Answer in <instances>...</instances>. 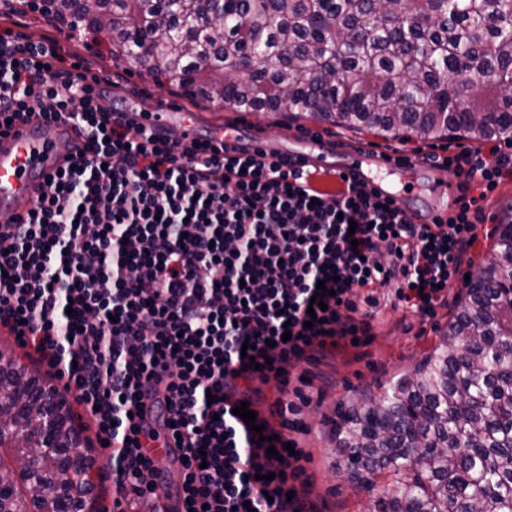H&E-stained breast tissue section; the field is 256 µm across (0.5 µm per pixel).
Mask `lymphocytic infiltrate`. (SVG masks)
<instances>
[{"label": "lymphocytic infiltrate", "instance_id": "1", "mask_svg": "<svg viewBox=\"0 0 512 512\" xmlns=\"http://www.w3.org/2000/svg\"><path fill=\"white\" fill-rule=\"evenodd\" d=\"M109 94L56 37H0V136L65 117L81 140L27 213L0 221V332L73 396L78 430L111 448L117 510L160 495L141 445L160 425L193 512H306L303 450L234 407L308 350L362 340L379 288L434 315L512 154H431L475 194L415 224L351 178L328 191L300 162L155 131ZM314 296L324 308L312 316Z\"/></svg>", "mask_w": 512, "mask_h": 512}]
</instances>
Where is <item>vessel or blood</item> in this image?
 <instances>
[{"instance_id": "obj_1", "label": "vessel or blood", "mask_w": 512, "mask_h": 512, "mask_svg": "<svg viewBox=\"0 0 512 512\" xmlns=\"http://www.w3.org/2000/svg\"><path fill=\"white\" fill-rule=\"evenodd\" d=\"M255 146L270 154L321 167L325 146L318 140L286 137L258 138ZM74 130L68 119L55 123L31 120L20 124L10 136L0 138V219L25 214L33 198L72 152ZM330 172L354 178L376 194L403 202L391 177L398 169L382 153L365 148L337 147Z\"/></svg>"}]
</instances>
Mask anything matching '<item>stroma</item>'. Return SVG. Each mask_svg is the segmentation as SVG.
<instances>
[{"mask_svg": "<svg viewBox=\"0 0 512 512\" xmlns=\"http://www.w3.org/2000/svg\"><path fill=\"white\" fill-rule=\"evenodd\" d=\"M58 39L71 52L89 59L100 78L113 80L110 100L121 107L138 105L142 111L165 104L175 112H189L195 117L199 134H210L214 129L234 126L242 140L264 135L282 134L300 136L312 134L326 145L354 144L406 157H421L430 153H455L477 146L490 148L491 140L461 138L450 142L423 141L417 138L401 141L377 135L352 132L329 122L303 116L290 119L284 112H240L231 109L216 110L204 102H193L180 91L158 86L134 59L113 60L106 44L84 45L78 39L58 32ZM412 185L406 196L412 209L422 215L432 212L437 197L458 199L461 194L459 180L452 173L425 167L411 177ZM512 204V177L505 179L489 194L483 203V217L477 224V239L468 252L469 262L463 265L465 276H477L484 269L485 258L493 243L492 232L502 209ZM457 281L448 293V305L434 316H420L404 307L384 308L372 320L363 344L336 350L324 360L308 356L306 361L290 373V386L301 390L310 398L298 415L299 429L290 431L308 456L305 464L308 476L307 498L318 512H365L371 499L366 489L354 488L346 476L339 472V455L332 436L333 422L339 404L378 393L380 386L409 376L439 343L448 321L460 307L466 283Z\"/></svg>", "mask_w": 512, "mask_h": 512, "instance_id": "35a3bbf8", "label": "stroma"}]
</instances>
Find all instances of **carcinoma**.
Instances as JSON below:
<instances>
[{"label":"carcinoma","mask_w":512,"mask_h":512,"mask_svg":"<svg viewBox=\"0 0 512 512\" xmlns=\"http://www.w3.org/2000/svg\"><path fill=\"white\" fill-rule=\"evenodd\" d=\"M71 32L112 35L109 56L148 45V73L223 108L313 115L352 131L422 140H512V0H50ZM276 51L251 73L240 62ZM512 206L484 273L414 375L340 404V469L375 512H512ZM60 394L0 350V512L27 485L36 512H96L95 458L70 407L52 437L32 413Z\"/></svg>","instance_id":"1"}]
</instances>
